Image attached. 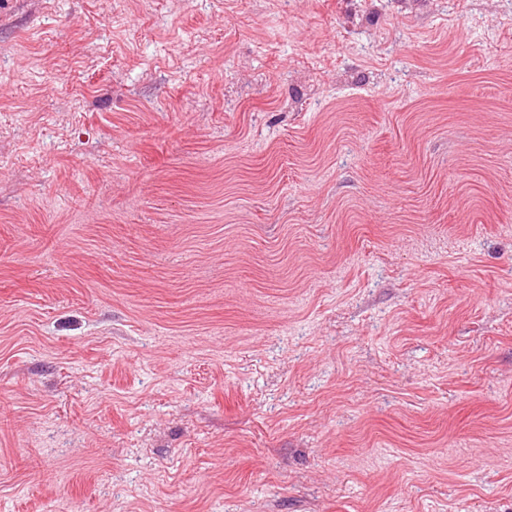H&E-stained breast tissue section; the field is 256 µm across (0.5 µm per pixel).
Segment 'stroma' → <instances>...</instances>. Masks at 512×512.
Returning <instances> with one entry per match:
<instances>
[{
  "label": "stroma",
  "instance_id": "stroma-1",
  "mask_svg": "<svg viewBox=\"0 0 512 512\" xmlns=\"http://www.w3.org/2000/svg\"><path fill=\"white\" fill-rule=\"evenodd\" d=\"M0 512H512V0H0Z\"/></svg>",
  "mask_w": 512,
  "mask_h": 512
}]
</instances>
